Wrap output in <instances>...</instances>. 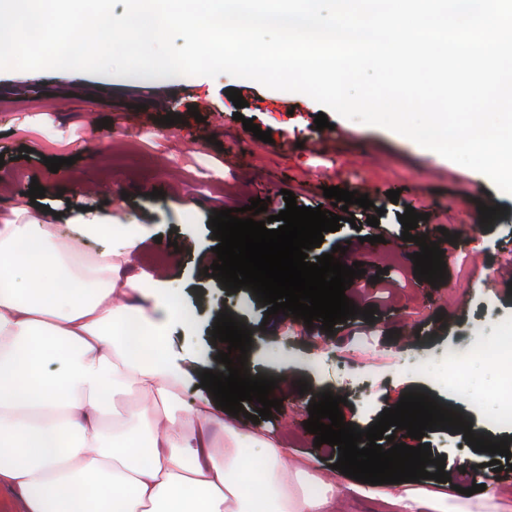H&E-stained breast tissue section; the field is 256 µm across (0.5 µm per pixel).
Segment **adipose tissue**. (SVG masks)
<instances>
[{"label": "adipose tissue", "mask_w": 512, "mask_h": 512, "mask_svg": "<svg viewBox=\"0 0 512 512\" xmlns=\"http://www.w3.org/2000/svg\"><path fill=\"white\" fill-rule=\"evenodd\" d=\"M72 224L64 237L25 208L0 216V488L21 512H340L332 476L243 431L208 393L185 431L174 387L195 358L161 347L178 312L164 283L132 272L136 224L92 212ZM89 238L106 241L91 257ZM131 389L141 409L114 419ZM357 493L382 512H512V488L492 482L474 498Z\"/></svg>", "instance_id": "1"}]
</instances>
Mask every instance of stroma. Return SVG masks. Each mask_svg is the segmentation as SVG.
I'll use <instances>...</instances> for the list:
<instances>
[{"mask_svg": "<svg viewBox=\"0 0 512 512\" xmlns=\"http://www.w3.org/2000/svg\"><path fill=\"white\" fill-rule=\"evenodd\" d=\"M230 88L241 90L245 108H235ZM191 103L203 106L201 118L188 112ZM237 110L242 120H234ZM319 112L313 99L226 74L133 83L73 71L0 70V212L30 205L28 191L36 183L61 234L84 207L141 224L134 273L164 279L176 307L196 319L193 331L174 327L163 342L197 355L195 377L175 389L186 431L198 426L188 409L201 390L200 372L225 369L216 355L227 345L213 340L211 330L226 311L252 332L249 374L288 378L272 392L281 407L271 417L252 421L258 404L244 402L242 428L262 429L291 456L315 460L322 470L337 462L338 449L315 445L304 422L310 403L327 391L346 398L345 422L363 430L406 392L422 391L459 409L475 435L512 438V415L495 371H470L480 359L497 369L512 367V357L500 350L502 336L512 333V289L501 283L512 257V194L391 130L332 112L329 128L317 129ZM168 113L180 115V122L163 123ZM246 118L270 132L271 142L246 131ZM23 146L31 150L25 159ZM47 157L65 164L51 172ZM331 186L367 195L374 206L349 205L354 225L325 233L321 248L308 256L345 246L340 262L359 261L379 274L389 288L384 298L371 301L363 278H354L346 296L359 314L328 333L290 315H267L248 289L232 293L204 276L216 258L208 224L213 212L284 189L298 205L329 212L332 201L323 190ZM391 190L398 191V202L388 199ZM482 204L502 206L504 213L482 222ZM409 207L423 215L415 235H426L444 252L443 282L432 285L414 273L411 256L418 247L403 240L399 221ZM372 216L388 228L385 242L369 243L376 233L366 223ZM468 251L473 257L465 283L456 270ZM368 308L374 311L369 321L362 316ZM471 322L484 323V335H464Z\"/></svg>", "mask_w": 512, "mask_h": 512, "instance_id": "obj_1", "label": "stroma"}]
</instances>
